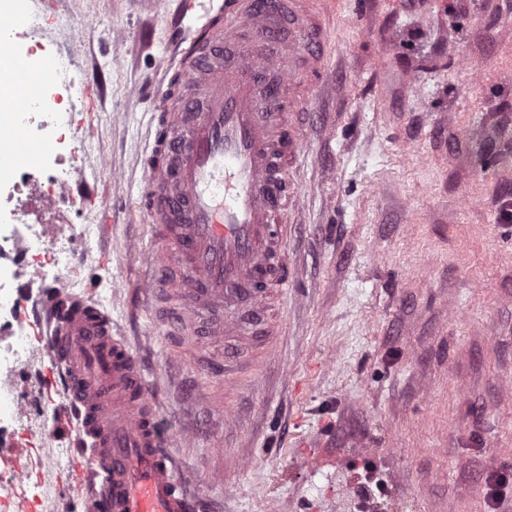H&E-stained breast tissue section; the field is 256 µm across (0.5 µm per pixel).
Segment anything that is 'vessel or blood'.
Listing matches in <instances>:
<instances>
[{
  "instance_id": "b4317fda",
  "label": "vessel or blood",
  "mask_w": 512,
  "mask_h": 512,
  "mask_svg": "<svg viewBox=\"0 0 512 512\" xmlns=\"http://www.w3.org/2000/svg\"><path fill=\"white\" fill-rule=\"evenodd\" d=\"M324 0H224L223 21L198 22L196 0H181L194 30L178 82L153 93L152 147L144 158L145 210L156 249L142 260L141 288L159 297L171 336L193 335L214 316L211 335L241 332L232 311L248 301L264 313L271 293L294 287L283 262L287 221H300L305 183L296 169L306 133L298 121L324 84L329 30ZM236 54L225 60V45ZM42 307L36 340L49 357L44 385L53 417L72 425L89 502L106 512H197L175 441L139 362L112 318L64 284L24 288Z\"/></svg>"
}]
</instances>
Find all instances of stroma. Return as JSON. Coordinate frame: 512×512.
I'll return each mask as SVG.
<instances>
[{"label": "stroma", "mask_w": 512, "mask_h": 512, "mask_svg": "<svg viewBox=\"0 0 512 512\" xmlns=\"http://www.w3.org/2000/svg\"><path fill=\"white\" fill-rule=\"evenodd\" d=\"M50 18L46 63H71L82 147L71 183V292L130 340L199 512H356L353 464L385 488L372 512H486L485 476L512 474V0H326L327 81L303 113L304 221L288 234L297 291L275 335L180 351L138 293L155 248L139 205L152 138L147 93L178 0H26ZM121 180H113V171ZM91 234L79 235L82 225ZM249 350L229 376L227 347ZM40 357L13 375L43 423ZM234 411L235 424L225 422ZM61 464L18 436L56 488L37 512H94L70 436Z\"/></svg>", "instance_id": "stroma-1"}]
</instances>
